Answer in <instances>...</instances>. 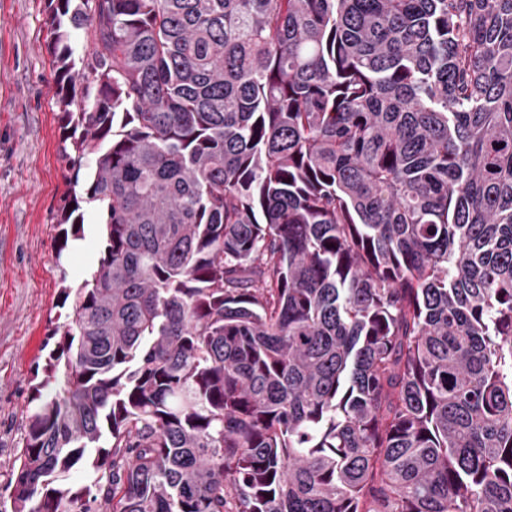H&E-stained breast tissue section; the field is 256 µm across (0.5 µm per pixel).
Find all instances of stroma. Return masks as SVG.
<instances>
[{
    "mask_svg": "<svg viewBox=\"0 0 512 512\" xmlns=\"http://www.w3.org/2000/svg\"><path fill=\"white\" fill-rule=\"evenodd\" d=\"M0 512H11V462L23 445L33 379L62 312L63 284L92 271L101 226L65 240L59 207L84 185L60 159L69 134L58 103L47 0H0Z\"/></svg>",
    "mask_w": 512,
    "mask_h": 512,
    "instance_id": "35a3bbf8",
    "label": "stroma"
}]
</instances>
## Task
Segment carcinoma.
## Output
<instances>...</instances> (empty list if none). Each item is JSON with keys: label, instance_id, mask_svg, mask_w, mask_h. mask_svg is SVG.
<instances>
[{"label": "carcinoma", "instance_id": "1", "mask_svg": "<svg viewBox=\"0 0 512 512\" xmlns=\"http://www.w3.org/2000/svg\"><path fill=\"white\" fill-rule=\"evenodd\" d=\"M48 10L104 240L12 512H512V0Z\"/></svg>", "mask_w": 512, "mask_h": 512}]
</instances>
